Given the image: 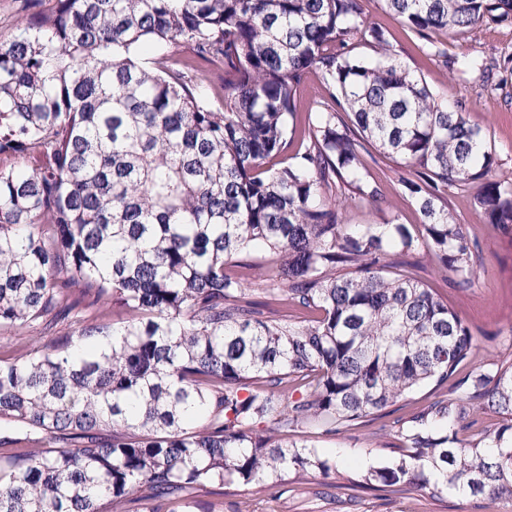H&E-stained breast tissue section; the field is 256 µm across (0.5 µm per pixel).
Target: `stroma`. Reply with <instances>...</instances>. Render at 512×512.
<instances>
[{
  "label": "stroma",
  "instance_id": "stroma-1",
  "mask_svg": "<svg viewBox=\"0 0 512 512\" xmlns=\"http://www.w3.org/2000/svg\"><path fill=\"white\" fill-rule=\"evenodd\" d=\"M365 14L385 30L398 59L426 81L439 101L469 112L486 128L497 157L495 176L512 182V20L489 22L456 37L434 33V40L443 43L447 52L440 58L386 10L382 0H366ZM450 58L477 59L483 61L486 70L452 68L446 64ZM369 172L380 183L382 196L373 204H346L344 223L410 227L420 223L419 211L405 196L407 170L383 159L370 165ZM480 190V183L474 182L448 191L449 211L479 243L481 262L471 287L454 289L448 273L427 258L416 269L418 277L459 313L477 337L479 347L472 358L476 365L512 355V236L487 224L475 204ZM310 441L323 457L351 474L391 460L398 433L392 418L386 417L336 436L314 433ZM204 503L208 512H512L509 499L488 501L451 493L435 502L422 490L406 495L348 490L337 487L332 477L291 485L289 492L278 498L259 496L242 487L233 495H205Z\"/></svg>",
  "mask_w": 512,
  "mask_h": 512
}]
</instances>
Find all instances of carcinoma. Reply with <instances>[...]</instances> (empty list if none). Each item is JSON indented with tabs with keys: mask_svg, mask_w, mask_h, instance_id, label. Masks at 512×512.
Listing matches in <instances>:
<instances>
[{
	"mask_svg": "<svg viewBox=\"0 0 512 512\" xmlns=\"http://www.w3.org/2000/svg\"><path fill=\"white\" fill-rule=\"evenodd\" d=\"M364 2L29 0L0 42V328L20 335L0 344V447H35L0 456V512L282 495L336 474L306 429L338 435L450 379L401 423L399 457L345 486L512 499V359L462 372L475 337L412 272L426 253L471 287L448 189L482 182L477 206L512 235V183ZM383 2L438 56L429 33L512 19V0ZM310 73L323 109L302 127ZM374 153L413 173L418 228L342 222L381 195ZM476 408L501 424L463 445Z\"/></svg>",
	"mask_w": 512,
	"mask_h": 512,
	"instance_id": "carcinoma-1",
	"label": "carcinoma"
}]
</instances>
